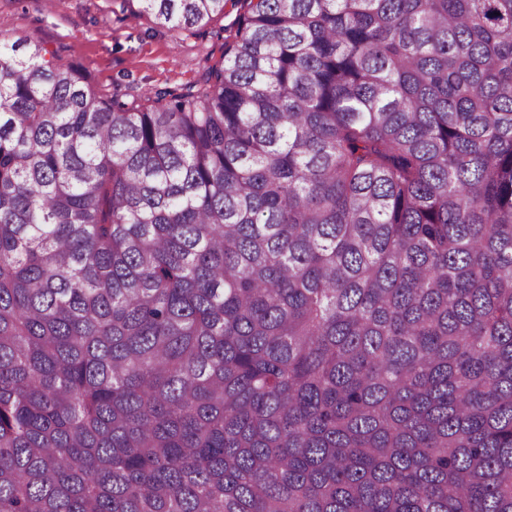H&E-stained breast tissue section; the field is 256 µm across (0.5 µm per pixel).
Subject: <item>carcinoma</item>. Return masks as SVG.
<instances>
[{"label": "carcinoma", "instance_id": "1", "mask_svg": "<svg viewBox=\"0 0 512 512\" xmlns=\"http://www.w3.org/2000/svg\"><path fill=\"white\" fill-rule=\"evenodd\" d=\"M238 2L0 36V512H512V0ZM0 0V33L30 38L56 51L62 62L86 70L94 87L138 95L195 83L235 37L239 5L227 0L224 17L196 27L184 41L147 16H122V0Z\"/></svg>", "mask_w": 512, "mask_h": 512}]
</instances>
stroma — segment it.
<instances>
[{
    "instance_id": "35a3bbf8",
    "label": "stroma",
    "mask_w": 512,
    "mask_h": 512,
    "mask_svg": "<svg viewBox=\"0 0 512 512\" xmlns=\"http://www.w3.org/2000/svg\"><path fill=\"white\" fill-rule=\"evenodd\" d=\"M122 0H0V34L45 43L66 63L86 70L103 94L138 95L195 83L233 40L238 13L228 0L223 17L176 40L150 18L122 17Z\"/></svg>"
}]
</instances>
